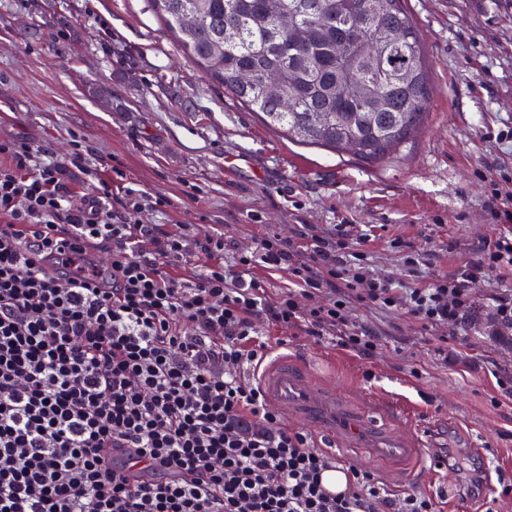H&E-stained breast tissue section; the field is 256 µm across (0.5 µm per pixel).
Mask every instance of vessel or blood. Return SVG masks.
<instances>
[{
  "instance_id": "b4317fda",
  "label": "vessel or blood",
  "mask_w": 512,
  "mask_h": 512,
  "mask_svg": "<svg viewBox=\"0 0 512 512\" xmlns=\"http://www.w3.org/2000/svg\"><path fill=\"white\" fill-rule=\"evenodd\" d=\"M264 398L284 415L301 419L328 446L360 453L388 477L418 479L426 454V433L415 409L389 396L370 402L353 397L334 380L311 369L307 360L288 353L269 355L255 369ZM380 416L405 421L407 434L380 432L368 420L367 408Z\"/></svg>"
}]
</instances>
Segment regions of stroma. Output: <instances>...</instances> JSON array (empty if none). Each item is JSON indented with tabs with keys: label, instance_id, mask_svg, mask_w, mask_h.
Here are the masks:
<instances>
[{
	"label": "stroma",
	"instance_id": "stroma-1",
	"mask_svg": "<svg viewBox=\"0 0 512 512\" xmlns=\"http://www.w3.org/2000/svg\"><path fill=\"white\" fill-rule=\"evenodd\" d=\"M433 86L425 125L403 151L376 163L289 142L232 100L192 64L147 0H0V139H19L67 160L81 153L100 177L170 200L145 224H220L233 250L257 240L295 239L313 224L328 237L369 238L376 275L403 281L404 253L423 275L476 259L505 227L492 216L494 183L512 179V0H405ZM104 87L108 96L97 97ZM121 178H114V169ZM490 279L457 327L427 331L407 315L353 307L376 332L372 357L290 339L354 392L372 389L418 404L433 420L428 453L486 454L503 492L469 491L448 470L446 491L420 482L399 493H430L437 512L472 497L476 512H512V335L485 331Z\"/></svg>",
	"mask_w": 512,
	"mask_h": 512
}]
</instances>
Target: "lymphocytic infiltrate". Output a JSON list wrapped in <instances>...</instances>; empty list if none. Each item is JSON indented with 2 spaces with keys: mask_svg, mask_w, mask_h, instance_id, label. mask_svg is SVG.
<instances>
[{
  "mask_svg": "<svg viewBox=\"0 0 512 512\" xmlns=\"http://www.w3.org/2000/svg\"><path fill=\"white\" fill-rule=\"evenodd\" d=\"M70 165L98 176L82 157L0 141V512H436L353 468L329 492L335 456L288 429L242 369L271 348L259 326L282 345L300 335L370 356L379 339L353 302L435 330L489 276L504 284L490 313L512 330V233L431 281L407 255L398 288L312 226L231 254L222 229L140 223L169 200L128 187L115 205L106 184L77 195ZM260 269L287 271V287L269 292Z\"/></svg>",
  "mask_w": 512,
  "mask_h": 512,
  "instance_id": "obj_1",
  "label": "lymphocytic infiltrate"
}]
</instances>
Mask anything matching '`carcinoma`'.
<instances>
[{"label": "carcinoma", "instance_id": "cac0c4a2", "mask_svg": "<svg viewBox=\"0 0 512 512\" xmlns=\"http://www.w3.org/2000/svg\"><path fill=\"white\" fill-rule=\"evenodd\" d=\"M149 3L188 61L290 139L371 162L405 146L427 114L426 57L404 0Z\"/></svg>", "mask_w": 512, "mask_h": 512}]
</instances>
